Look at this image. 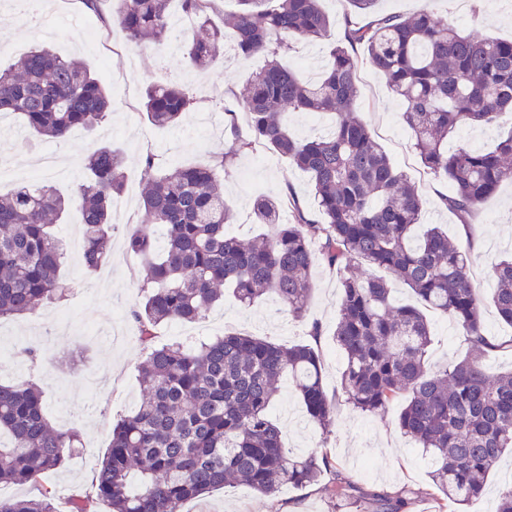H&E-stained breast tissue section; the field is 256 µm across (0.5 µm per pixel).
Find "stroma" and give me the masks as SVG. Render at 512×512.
Segmentation results:
<instances>
[{"label": "stroma", "mask_w": 512, "mask_h": 512, "mask_svg": "<svg viewBox=\"0 0 512 512\" xmlns=\"http://www.w3.org/2000/svg\"><path fill=\"white\" fill-rule=\"evenodd\" d=\"M423 9L447 14L450 22L465 31L512 40V0H379L381 14L409 15ZM112 0H100L98 11L88 10L83 0H50L41 30L30 29L18 11L16 0H0V42L9 43L0 54V64L13 63L35 45H47L64 56H75L108 89L112 111L94 129H74L58 143L33 144L29 130L15 115L0 118V164L8 166L13 179L0 182V195L17 184H49L64 190L84 174L82 160L100 144L120 148L126 157V186L112 201V259L94 272H87L80 255L68 257L62 275L71 289L61 304H49L38 317L0 320V381L32 380L45 391V414L60 430L75 429L82 446L66 464L42 478L41 485L56 493L59 512H69L70 499L83 490L91 470L108 450L112 424L126 414L140 397L137 368L144 354L127 317L138 301L142 280L139 261L129 255L125 237L135 226L145 225L141 208L143 159L154 153L161 169L194 165L209 160L213 152L234 153L224 174V196L234 213L231 230L242 238L252 237L251 204L257 197L278 194L291 185L310 213L318 203L309 177L289 165L287 159L255 146L238 149L224 132L225 109L237 108L247 78L265 64L257 55L241 62L234 51L232 32L224 34V53L206 72L191 69L182 48L167 43L155 49L125 45L119 33L108 35L112 52H96L88 43L91 32L101 30V17L111 16ZM283 60L310 79L330 63L328 43H293ZM175 76L197 97L195 108L176 128L152 126L142 112L148 84L159 74ZM359 116L395 165L416 183L427 201L420 221L443 225L449 236L468 243V262L473 283L482 298L491 295L488 277L491 265L512 254V183L487 199L464 229L459 217L438 199L445 191L443 180L424 174L412 148L400 114L403 106L385 80L370 67H363L359 82ZM55 157L64 175L48 171L34 175L31 166L41 154ZM309 321L324 331L321 339L323 382L335 392L343 369V356L330 336L339 310V278L335 271L316 267ZM428 319L433 336L432 362L441 363L464 355L467 346L455 324L432 312ZM306 323L292 320L280 311L273 298L243 306L232 297L194 323L165 324L157 330L161 344L198 340L240 332L290 345L305 341ZM35 344L44 352L39 367H31L20 349ZM287 447L298 451L324 445L334 461L319 483L308 487L287 485L271 497L247 488L217 490L202 500H192L183 512H372V492L406 491L405 512H439L437 491L429 476L427 456L397 426V407L365 415L339 406L329 432L312 425L291 381H284L272 409ZM352 477L359 490L353 497L336 500L331 489L338 476Z\"/></svg>", "instance_id": "1"}]
</instances>
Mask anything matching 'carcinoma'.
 <instances>
[{"mask_svg":"<svg viewBox=\"0 0 512 512\" xmlns=\"http://www.w3.org/2000/svg\"><path fill=\"white\" fill-rule=\"evenodd\" d=\"M169 2L112 0V15L102 24L120 29L135 47L183 36L188 64L209 67L224 47V30L210 18L215 0H181L197 21L188 35L171 21ZM237 2L230 26L239 56L267 57L242 96L253 136L240 140L238 150L258 144L308 173L321 220L290 191L263 196L253 201L252 217L264 231L243 240L228 230L233 213L224 201L221 171L232 156L162 172L153 155L145 156V216L164 229L165 243L157 246L145 228L125 242L145 271L131 310L146 353L138 368L140 400L113 424L110 448L90 486L72 496L69 512H97L100 505L104 512H183L186 502L232 484L271 496L284 485L317 482L332 466L327 449L300 454L285 447L271 415L288 375L310 422L323 431L341 404L360 413L399 405L398 427L431 458V480L443 501L468 512L512 449V372L494 373L484 364L512 342L486 335L483 301L461 245L438 225L417 232L425 199L357 116L358 69L368 62L400 98L420 162L448 181L441 203L466 226L502 184L512 183V130L486 150L461 144L450 152L448 136L512 114V40L465 33L431 10L379 15L377 0H348L355 16L330 45V67L303 81L279 55L292 40L329 39L336 21L320 0ZM194 104L189 90L167 75L146 87L142 101L147 121L159 128L178 126ZM289 109L328 114L332 125L322 136L300 139L282 120ZM110 110L101 80L49 47H34L0 69V113L20 115L40 139L62 141L75 127L94 128ZM124 169L123 153L99 145L70 194L45 185L0 195L1 318L35 316L64 295V253L54 223L70 207L82 215L84 267L94 271L109 262L112 197L124 188ZM285 203L288 224L279 221ZM319 265L336 271L341 288L332 340L344 364L333 396L316 345L285 346L237 332L194 348L155 344L159 326L204 318L227 290L242 305L273 295L282 311L301 320ZM490 277L491 302L512 326V258L493 264ZM394 281L420 306L397 304ZM427 309L453 321L468 345L464 358L429 361ZM79 444L78 431L50 424L37 383H0V484L39 488L35 497L0 499V512H57L55 495L40 478L62 467ZM372 499L376 512H404L407 505L401 493L376 492Z\"/></svg>","mask_w":512,"mask_h":512,"instance_id":"obj_1","label":"carcinoma"}]
</instances>
